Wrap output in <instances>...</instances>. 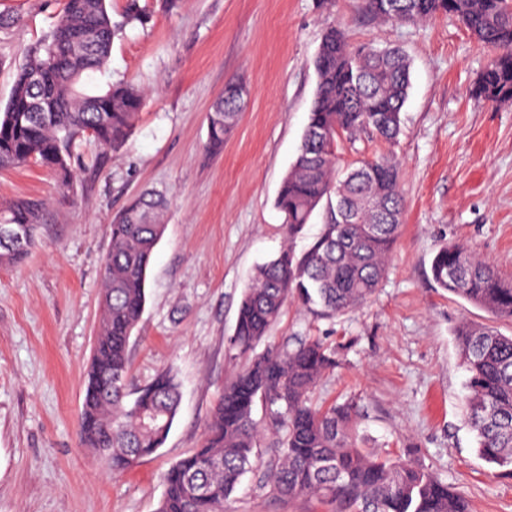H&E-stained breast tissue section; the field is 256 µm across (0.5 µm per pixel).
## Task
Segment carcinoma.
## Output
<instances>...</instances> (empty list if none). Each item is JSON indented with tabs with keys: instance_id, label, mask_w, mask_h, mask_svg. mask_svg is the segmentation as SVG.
Instances as JSON below:
<instances>
[{
	"instance_id": "obj_1",
	"label": "carcinoma",
	"mask_w": 512,
	"mask_h": 512,
	"mask_svg": "<svg viewBox=\"0 0 512 512\" xmlns=\"http://www.w3.org/2000/svg\"><path fill=\"white\" fill-rule=\"evenodd\" d=\"M110 2L66 0L52 33L28 49L0 107V171L39 165L67 186L76 140L89 137L114 151L124 144L145 104L144 92L121 82L98 92L85 88V79L106 69L120 27ZM367 8L404 23L456 18L495 50L475 83V99L512 101V0H367ZM122 18L127 25L144 24L147 15L139 0H127ZM314 68L308 122L275 200L288 245L257 265L244 289L231 344L246 363L225 384L200 447L163 475L156 512H226L242 477L254 472L272 493L314 497L334 506L333 512H469L464 496L422 467L357 447L349 407L311 402L318 381L336 367V347L313 338L256 352L290 301L324 317L366 303L386 274L401 227L397 163L387 157L372 164L360 160L341 177L337 154L373 136L388 144L397 140L411 85L409 57L396 48L353 46L342 28L330 26ZM245 104L240 84L227 83L211 107L212 145L224 144ZM321 205L325 224L298 254L293 240ZM167 206L165 195L146 192L112 218L79 437L83 446L109 456L119 472L163 445L180 405V387L170 371L127 401L130 338L145 308L147 271L166 229ZM44 211V203L32 200L0 204V228L14 224L26 232L21 247L0 242V266L24 263L39 240ZM431 274L449 294L512 321V279L472 248H439ZM452 337L467 373L466 417L476 433V451L487 464L512 474V335L462 320ZM258 404L276 437L270 450L260 448Z\"/></svg>"
}]
</instances>
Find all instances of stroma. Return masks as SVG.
Wrapping results in <instances>:
<instances>
[{
	"label": "stroma",
	"instance_id": "stroma-1",
	"mask_svg": "<svg viewBox=\"0 0 512 512\" xmlns=\"http://www.w3.org/2000/svg\"><path fill=\"white\" fill-rule=\"evenodd\" d=\"M147 24L123 28L92 89L126 81L146 102L120 150L77 141L68 192L36 165L0 172V201L45 202L27 260L0 266V512H155L163 474L198 448L224 384L241 359L229 345L257 264L287 238L275 199L295 160L316 88L313 61L326 27L352 45L403 48L412 60L403 132L341 149L337 167L391 153L405 210L388 272L358 309L334 318L291 302L268 332L281 346L310 337L335 344L336 368L315 402L351 404L358 444L412 458L461 492L472 512H512V476L486 464L464 420L466 373L452 343L461 320L493 317L432 280L431 261L462 243L512 278V102L474 101L492 51L448 17L398 24L365 0H140ZM66 0H0V103L25 51ZM247 108L222 148L208 145V114L228 81ZM165 192L166 231L130 341L129 390L174 372L182 399L157 453L115 472L81 445L84 380L98 324L113 217L142 191ZM232 512H328L282 499L246 475Z\"/></svg>",
	"mask_w": 512,
	"mask_h": 512
}]
</instances>
